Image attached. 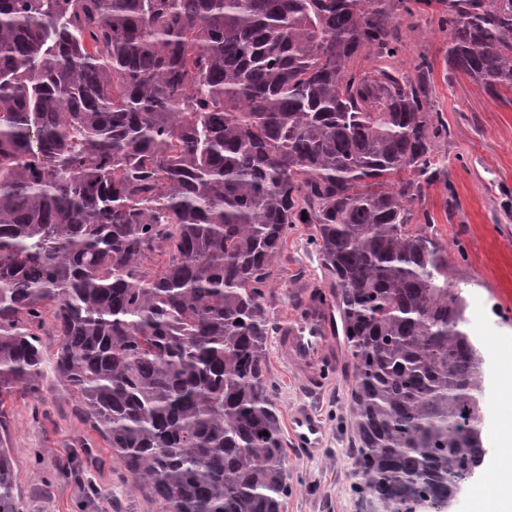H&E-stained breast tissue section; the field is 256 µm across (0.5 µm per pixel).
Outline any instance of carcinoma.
I'll use <instances>...</instances> for the list:
<instances>
[{"mask_svg": "<svg viewBox=\"0 0 512 512\" xmlns=\"http://www.w3.org/2000/svg\"><path fill=\"white\" fill-rule=\"evenodd\" d=\"M435 4L444 68L512 90L488 0H0V405L49 368L160 512H284L268 288L306 223L352 364L351 491L448 498L483 463L485 377L447 250L410 225L441 130L396 20Z\"/></svg>", "mask_w": 512, "mask_h": 512, "instance_id": "cac0c4a2", "label": "carcinoma"}]
</instances>
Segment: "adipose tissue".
<instances>
[{"label":"adipose tissue","mask_w":512,"mask_h":512,"mask_svg":"<svg viewBox=\"0 0 512 512\" xmlns=\"http://www.w3.org/2000/svg\"><path fill=\"white\" fill-rule=\"evenodd\" d=\"M499 445L490 478L474 490L473 512H512V421L497 420L490 428Z\"/></svg>","instance_id":"ef3b65f1"}]
</instances>
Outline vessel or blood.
<instances>
[{"label":"vessel or blood","instance_id":"vessel-or-blood-1","mask_svg":"<svg viewBox=\"0 0 512 512\" xmlns=\"http://www.w3.org/2000/svg\"><path fill=\"white\" fill-rule=\"evenodd\" d=\"M278 346L305 392H321L334 378L339 364L329 300L312 290L301 295L297 310L279 331ZM288 430L296 446L308 453H315L324 445L325 429L311 405H301L290 413Z\"/></svg>","mask_w":512,"mask_h":512}]
</instances>
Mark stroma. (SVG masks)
Returning a JSON list of instances; mask_svg holds the SVG:
<instances>
[{
  "label": "stroma",
  "mask_w": 512,
  "mask_h": 512,
  "mask_svg": "<svg viewBox=\"0 0 512 512\" xmlns=\"http://www.w3.org/2000/svg\"><path fill=\"white\" fill-rule=\"evenodd\" d=\"M404 72L414 70L419 54L434 63L432 98L448 127L435 150L445 168L417 203L411 223L430 227L448 252L450 282L468 303L471 328L481 343H496L484 353L485 423L512 414V91L491 96L463 74L444 70L448 34L433 15L399 18ZM459 206L449 209V193ZM311 228L296 224L288 232L269 290L270 315L283 325L291 302L303 289L330 287L321 260L310 242ZM269 382L282 413L311 401L326 430V445L314 456L288 450L291 492L285 512H367L351 493L354 483L353 444L347 400L351 365L342 361L334 381L315 398H307L300 380L288 370L276 336L267 344ZM77 395L45 375L38 394H17L0 406L6 435L0 438L17 476L19 512H160L159 504L132 486L118 459L101 438L82 425ZM82 468L84 478L60 476L61 460ZM110 490L111 499L92 495V488Z\"/></svg>",
  "instance_id": "stroma-1"
}]
</instances>
